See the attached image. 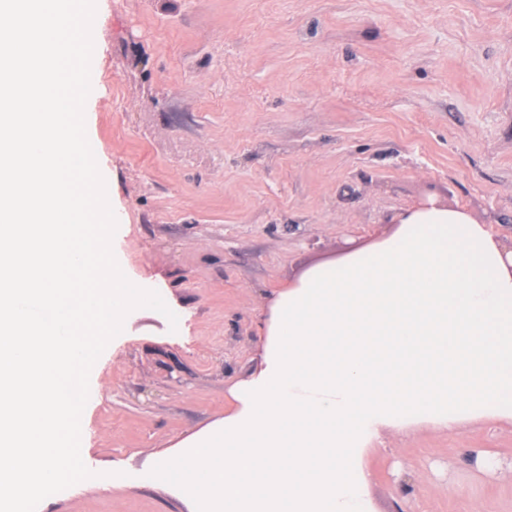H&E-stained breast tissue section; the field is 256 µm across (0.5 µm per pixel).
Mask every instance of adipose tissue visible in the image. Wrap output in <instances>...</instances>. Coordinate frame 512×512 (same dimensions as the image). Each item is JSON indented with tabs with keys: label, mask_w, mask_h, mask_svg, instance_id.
<instances>
[{
	"label": "adipose tissue",
	"mask_w": 512,
	"mask_h": 512,
	"mask_svg": "<svg viewBox=\"0 0 512 512\" xmlns=\"http://www.w3.org/2000/svg\"><path fill=\"white\" fill-rule=\"evenodd\" d=\"M394 222L276 294L234 409L155 462L192 512H374L382 430L512 421V242L462 207Z\"/></svg>",
	"instance_id": "adipose-tissue-1"
}]
</instances>
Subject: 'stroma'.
Wrapping results in <instances>:
<instances>
[{"label": "stroma", "mask_w": 512, "mask_h": 512, "mask_svg": "<svg viewBox=\"0 0 512 512\" xmlns=\"http://www.w3.org/2000/svg\"><path fill=\"white\" fill-rule=\"evenodd\" d=\"M93 37L114 255L178 324L125 319L90 373L93 476L37 512H189L152 467L232 407L275 294L426 200L512 235V0H96ZM383 440L374 512H512V422Z\"/></svg>", "instance_id": "1"}]
</instances>
